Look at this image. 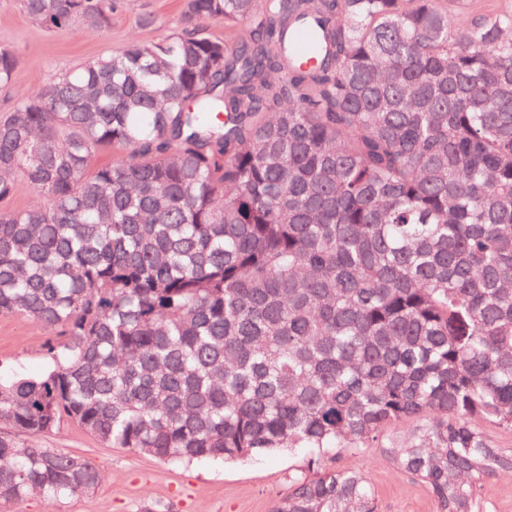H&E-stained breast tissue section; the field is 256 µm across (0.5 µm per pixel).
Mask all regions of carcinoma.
<instances>
[{"label":"carcinoma","mask_w":512,"mask_h":512,"mask_svg":"<svg viewBox=\"0 0 512 512\" xmlns=\"http://www.w3.org/2000/svg\"><path fill=\"white\" fill-rule=\"evenodd\" d=\"M22 7L100 30L117 3ZM303 17L308 67L280 49ZM181 25L0 113V203L41 198L0 209V312L52 331L45 372L0 373V504L100 485L41 445L72 422L180 463L307 448L272 512H379L337 462L423 421L386 452L479 512L512 472L482 431H512V9L184 0ZM17 66L0 47V87Z\"/></svg>","instance_id":"cac0c4a2"}]
</instances>
